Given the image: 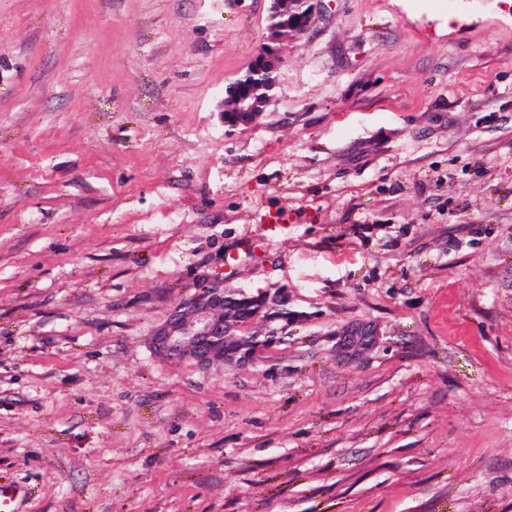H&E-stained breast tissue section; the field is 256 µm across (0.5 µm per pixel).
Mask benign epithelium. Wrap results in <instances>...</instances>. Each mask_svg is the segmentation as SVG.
I'll return each instance as SVG.
<instances>
[{"instance_id": "obj_1", "label": "benign epithelium", "mask_w": 512, "mask_h": 512, "mask_svg": "<svg viewBox=\"0 0 512 512\" xmlns=\"http://www.w3.org/2000/svg\"><path fill=\"white\" fill-rule=\"evenodd\" d=\"M269 43L249 68L224 87V122L249 123L269 103L277 87V45L301 37L313 15L312 0H270ZM281 295L249 296L241 290L209 288L179 307L153 331L150 348L166 359L190 356L202 365L241 363L263 357L288 335L295 314Z\"/></svg>"}]
</instances>
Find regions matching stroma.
I'll use <instances>...</instances> for the list:
<instances>
[{"mask_svg":"<svg viewBox=\"0 0 512 512\" xmlns=\"http://www.w3.org/2000/svg\"><path fill=\"white\" fill-rule=\"evenodd\" d=\"M315 5L232 127L270 0H0L18 512H512V0ZM215 285L298 319L154 355Z\"/></svg>","mask_w":512,"mask_h":512,"instance_id":"35a3bbf8","label":"stroma"}]
</instances>
